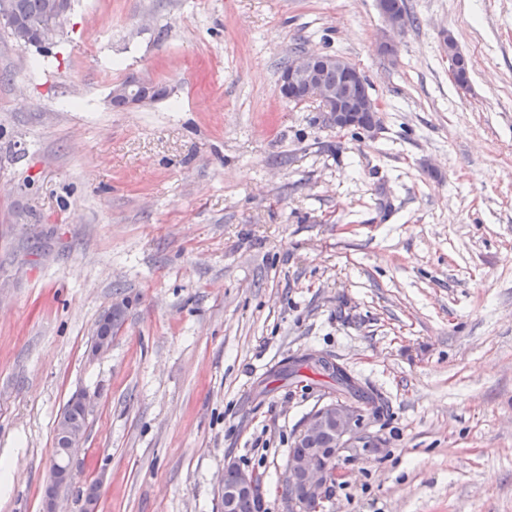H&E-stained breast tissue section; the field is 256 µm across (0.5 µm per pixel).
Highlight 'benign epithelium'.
I'll use <instances>...</instances> for the list:
<instances>
[{
    "label": "benign epithelium",
    "mask_w": 512,
    "mask_h": 512,
    "mask_svg": "<svg viewBox=\"0 0 512 512\" xmlns=\"http://www.w3.org/2000/svg\"><path fill=\"white\" fill-rule=\"evenodd\" d=\"M331 68L336 71V87H325L320 81V71ZM365 84L363 74L341 56H324L318 52H303L293 57L283 70L279 83L280 96L288 100L291 92L300 85L315 91L314 97L322 105L324 116L337 132L357 128L373 135L379 126L380 105L371 96L353 98L351 88ZM366 410L349 398L340 394L329 398L321 407L313 411L305 420L301 431L303 436H312L329 430L334 436L336 448L320 463L308 459H291L283 474V481L295 486L300 493L320 500L328 483L334 478L335 458L343 451L357 448L365 453H377L380 448L370 445L365 439ZM85 431L82 429H56L54 448L50 460L51 475L68 483L73 479L72 466L60 467L61 458L73 461L83 447ZM258 484V477L248 472H240L237 484L221 487L224 492V512H230L232 500L251 492Z\"/></svg>",
    "instance_id": "7a95c632"
}]
</instances>
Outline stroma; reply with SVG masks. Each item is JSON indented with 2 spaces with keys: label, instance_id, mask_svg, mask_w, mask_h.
<instances>
[{
  "label": "stroma",
  "instance_id": "obj_1",
  "mask_svg": "<svg viewBox=\"0 0 512 512\" xmlns=\"http://www.w3.org/2000/svg\"><path fill=\"white\" fill-rule=\"evenodd\" d=\"M405 6L398 34L376 0H72L38 69L0 33V512H41L78 393L62 512L95 479L96 512H224L230 467L288 512L332 391L277 373L310 351L385 404L323 512H512V0ZM300 49L367 77L375 135L279 95ZM129 76L167 97L112 107ZM86 414L87 411L75 408L64 413V420L58 423V425L79 429H59L56 425L50 471L53 477L63 483L71 482L73 479L72 461L83 447L85 431L82 429L86 428ZM62 457L69 461V465L65 468H60L59 465Z\"/></svg>",
  "mask_w": 512,
  "mask_h": 512
}]
</instances>
